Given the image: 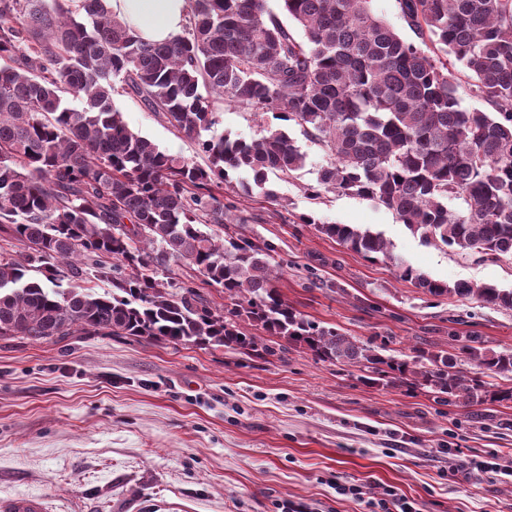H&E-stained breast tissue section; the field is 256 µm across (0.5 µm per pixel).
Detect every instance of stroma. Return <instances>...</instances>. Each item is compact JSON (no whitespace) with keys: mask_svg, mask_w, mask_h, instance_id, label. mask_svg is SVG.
Segmentation results:
<instances>
[{"mask_svg":"<svg viewBox=\"0 0 512 512\" xmlns=\"http://www.w3.org/2000/svg\"><path fill=\"white\" fill-rule=\"evenodd\" d=\"M114 102L131 130L205 164L194 141L138 99ZM217 119L218 131L245 140L282 126L230 104ZM286 129L307 168L270 177L274 197L230 195L237 221L224 231L273 246L289 304L410 360L454 348L458 336L512 349V309L430 297L395 268L512 289V261L424 243L370 200L311 198L305 187L328 155ZM303 214L380 233L391 256L366 260L300 223ZM360 376L299 348L263 358L134 336L0 338V504L28 496L38 512H282L293 501L310 512H371L392 488L418 512H512V404L455 406ZM492 458L497 471L473 469ZM340 485L362 494H338Z\"/></svg>","mask_w":512,"mask_h":512,"instance_id":"stroma-1","label":"stroma"}]
</instances>
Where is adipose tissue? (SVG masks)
<instances>
[{
    "mask_svg": "<svg viewBox=\"0 0 512 512\" xmlns=\"http://www.w3.org/2000/svg\"><path fill=\"white\" fill-rule=\"evenodd\" d=\"M110 6L141 39L163 43L181 32L188 0H110Z\"/></svg>",
    "mask_w": 512,
    "mask_h": 512,
    "instance_id": "obj_1",
    "label": "adipose tissue"
}]
</instances>
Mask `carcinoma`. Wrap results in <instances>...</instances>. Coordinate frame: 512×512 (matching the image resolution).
Listing matches in <instances>:
<instances>
[{
  "label": "carcinoma",
  "mask_w": 512,
  "mask_h": 512,
  "mask_svg": "<svg viewBox=\"0 0 512 512\" xmlns=\"http://www.w3.org/2000/svg\"><path fill=\"white\" fill-rule=\"evenodd\" d=\"M188 0L182 31L165 44L138 37L107 0H0V231L23 243L0 253V338L137 336L274 356L296 345L366 380L428 388L449 403L512 402L468 376L466 360L512 373V350L466 336L426 368L308 320L283 297L272 246L224 235L234 221L224 189L276 199L307 155L289 133L251 140L215 130L228 102L268 113L320 144L311 196L369 199L415 235L461 255L512 259V0H397L419 43L374 14L372 0ZM471 74L461 107L448 67ZM131 94L208 158L201 167L131 130L114 104ZM244 169L253 184L234 183ZM304 224L370 261L391 258L379 233ZM187 265L222 289V306ZM112 283L99 293L86 275ZM397 276L440 298L512 308V289L452 285L410 266ZM286 341H264L241 322ZM171 275L182 279H193L201 295L217 305H224V293L220 288L208 285L197 273L182 264H171Z\"/></svg>",
  "instance_id": "obj_1"
}]
</instances>
